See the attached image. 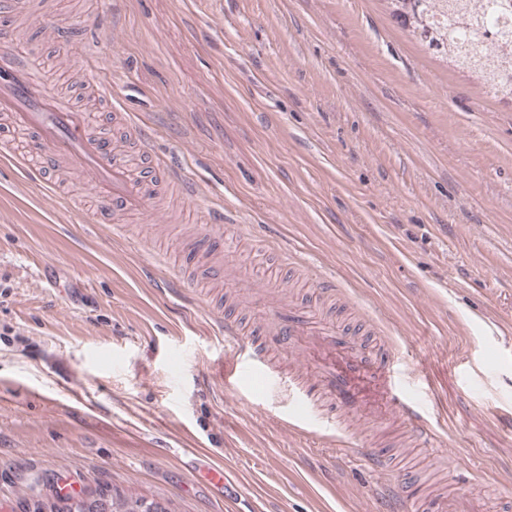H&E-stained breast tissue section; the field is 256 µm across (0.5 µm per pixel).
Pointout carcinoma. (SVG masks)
<instances>
[{
    "instance_id": "cac0c4a2",
    "label": "carcinoma",
    "mask_w": 512,
    "mask_h": 512,
    "mask_svg": "<svg viewBox=\"0 0 512 512\" xmlns=\"http://www.w3.org/2000/svg\"><path fill=\"white\" fill-rule=\"evenodd\" d=\"M391 17L424 50L475 77L489 94L512 100V0H385ZM92 494L110 501L112 512H143L156 500L98 487ZM158 505V504H156ZM23 512H71L67 499L52 489L28 498ZM157 512H172L169 503Z\"/></svg>"
}]
</instances>
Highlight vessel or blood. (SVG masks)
I'll use <instances>...</instances> for the list:
<instances>
[{
    "label": "vessel or blood",
    "instance_id": "b4317fda",
    "mask_svg": "<svg viewBox=\"0 0 512 512\" xmlns=\"http://www.w3.org/2000/svg\"><path fill=\"white\" fill-rule=\"evenodd\" d=\"M7 115L13 128L27 134V149L42 156L45 163L67 158L95 183L102 205L119 213H145L152 189L138 182L133 170L119 157L110 156L106 143L91 134L86 112L50 93L27 62L0 51V115ZM277 336L288 347H303L311 364L309 386L300 387L294 397L309 404L312 394L329 396L338 408L367 418L386 411H399L417 438L430 442L432 435L421 414L399 396L382 361L353 348L348 333L336 327L332 318L312 313L310 307H273L268 312ZM233 359L224 367L227 380H239L243 369L259 375L267 370L261 358L244 363L242 333L225 324Z\"/></svg>",
    "mask_w": 512,
    "mask_h": 512
}]
</instances>
